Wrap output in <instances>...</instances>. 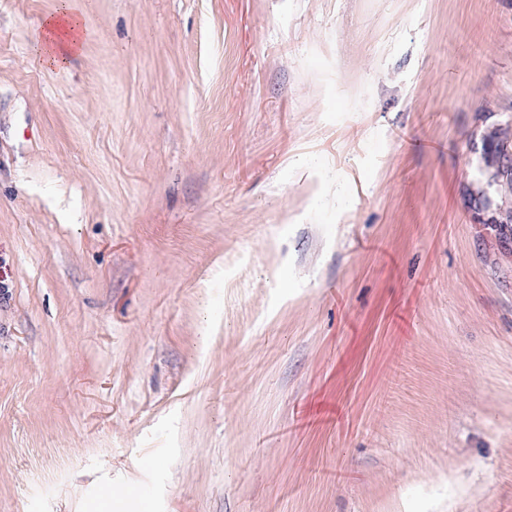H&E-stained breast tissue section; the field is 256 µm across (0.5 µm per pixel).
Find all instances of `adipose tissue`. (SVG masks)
Masks as SVG:
<instances>
[{"instance_id":"obj_1","label":"adipose tissue","mask_w":512,"mask_h":512,"mask_svg":"<svg viewBox=\"0 0 512 512\" xmlns=\"http://www.w3.org/2000/svg\"><path fill=\"white\" fill-rule=\"evenodd\" d=\"M81 17L70 0L48 17L37 41L38 54L45 65L64 66L80 49Z\"/></svg>"}]
</instances>
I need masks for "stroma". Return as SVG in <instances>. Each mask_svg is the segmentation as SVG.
<instances>
[{
	"label": "stroma",
	"mask_w": 512,
	"mask_h": 512,
	"mask_svg": "<svg viewBox=\"0 0 512 512\" xmlns=\"http://www.w3.org/2000/svg\"><path fill=\"white\" fill-rule=\"evenodd\" d=\"M0 0V512H512V0ZM81 16L71 1L65 0L62 9L48 17L37 41L38 54L49 67L64 66L80 49Z\"/></svg>",
	"instance_id": "1"
}]
</instances>
